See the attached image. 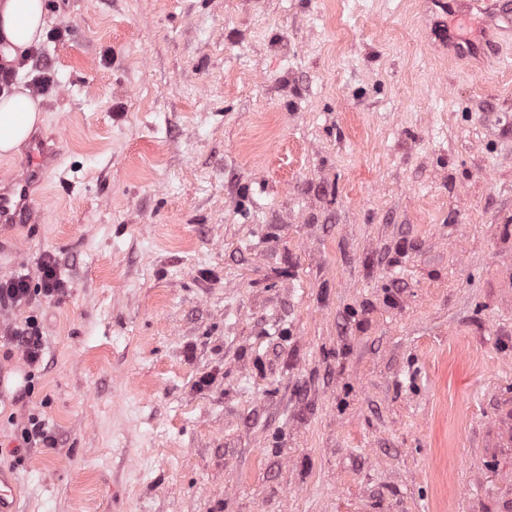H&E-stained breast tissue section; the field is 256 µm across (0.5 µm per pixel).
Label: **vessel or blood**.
<instances>
[{"instance_id": "obj_1", "label": "vessel or blood", "mask_w": 512, "mask_h": 512, "mask_svg": "<svg viewBox=\"0 0 512 512\" xmlns=\"http://www.w3.org/2000/svg\"><path fill=\"white\" fill-rule=\"evenodd\" d=\"M48 159L40 144H33L23 177L12 182L6 189L0 188V223L33 224L41 211L40 200L30 192Z\"/></svg>"}]
</instances>
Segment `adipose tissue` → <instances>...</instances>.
Listing matches in <instances>:
<instances>
[{"instance_id":"1","label":"adipose tissue","mask_w":512,"mask_h":512,"mask_svg":"<svg viewBox=\"0 0 512 512\" xmlns=\"http://www.w3.org/2000/svg\"><path fill=\"white\" fill-rule=\"evenodd\" d=\"M47 26L45 0H0V69L16 68L42 42ZM44 120L42 97L26 87L0 95V156L18 153Z\"/></svg>"}]
</instances>
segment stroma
<instances>
[{
	"label": "stroma",
	"mask_w": 512,
	"mask_h": 512,
	"mask_svg": "<svg viewBox=\"0 0 512 512\" xmlns=\"http://www.w3.org/2000/svg\"><path fill=\"white\" fill-rule=\"evenodd\" d=\"M13 512H512V30L430 0H47ZM453 28L482 44L449 56ZM30 396H23L26 384ZM36 414L52 448L17 449ZM37 287L32 288L29 275L21 274L0 280V308H18L36 300L62 298L68 294V286L57 274V261L52 255L43 256L38 262ZM4 337L15 343L23 352L29 366L39 367L43 361V334L39 322L28 317L22 326H9Z\"/></svg>",
	"instance_id": "1"
}]
</instances>
